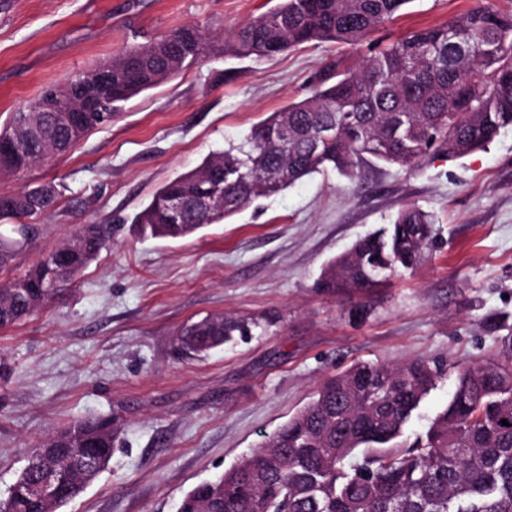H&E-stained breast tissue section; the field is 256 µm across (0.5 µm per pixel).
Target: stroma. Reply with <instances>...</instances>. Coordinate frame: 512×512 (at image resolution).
Masks as SVG:
<instances>
[{"mask_svg": "<svg viewBox=\"0 0 512 512\" xmlns=\"http://www.w3.org/2000/svg\"><path fill=\"white\" fill-rule=\"evenodd\" d=\"M472 0H411L361 46L320 43L267 59L216 54L125 103L69 154L0 179V194L58 186L40 234L0 270L23 274L81 226L106 224L98 257L58 297L0 329V499L35 447L65 426L112 425L109 468L63 512H177L185 491L251 454L326 379L357 362L479 364L512 333V129L462 157L327 170L186 239L143 240L130 216L167 181L307 97L330 66L433 26ZM267 0H0V126L136 41L193 24L220 36ZM415 205L435 243L419 268L369 289L322 291L326 263ZM255 321L206 356L178 330L210 315ZM454 388L446 374L403 439L426 431Z\"/></svg>", "mask_w": 512, "mask_h": 512, "instance_id": "stroma-1", "label": "stroma"}]
</instances>
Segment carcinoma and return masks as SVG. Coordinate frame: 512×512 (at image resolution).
I'll use <instances>...</instances> for the list:
<instances>
[{"mask_svg":"<svg viewBox=\"0 0 512 512\" xmlns=\"http://www.w3.org/2000/svg\"><path fill=\"white\" fill-rule=\"evenodd\" d=\"M411 2L278 0L224 40V53L271 58L311 43L358 46ZM214 47L200 29L183 26L113 56L107 83L94 68L45 88L0 128L1 137L19 144L0 152V177L67 153L112 123L123 103L206 61ZM68 105L82 108L90 122L67 121ZM505 128H512V10L475 0L441 25L371 51L354 67L320 74L309 96L270 113L239 143L209 153L161 186L131 223L145 237L183 239L321 169L353 179L363 159L410 166L433 149L463 156ZM57 196L52 184L0 195V210L30 229L18 238L0 233V269L30 240ZM172 199L183 204L181 211L168 208ZM108 237L107 225L88 224L25 274L1 283L0 328L74 283ZM432 239L431 215L405 206L389 228L334 258L318 287L373 288L416 269ZM248 332L237 319L207 316L182 329L181 349L203 355ZM499 342L502 359L456 367L448 405L412 443L399 438L443 365L359 362L319 386L258 451L187 490L179 512H512V335ZM85 443L94 475L107 470L111 424L77 421L38 448L0 512H60L84 491L82 481H67L52 508L28 487L43 467L76 457Z\"/></svg>","mask_w":512,"mask_h":512,"instance_id":"1","label":"carcinoma"}]
</instances>
